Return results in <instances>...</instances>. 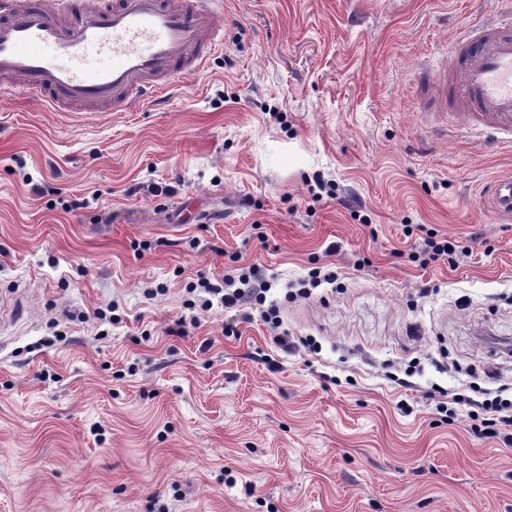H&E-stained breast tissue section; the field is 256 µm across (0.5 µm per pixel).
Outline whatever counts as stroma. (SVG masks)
<instances>
[{
  "label": "stroma",
  "mask_w": 512,
  "mask_h": 512,
  "mask_svg": "<svg viewBox=\"0 0 512 512\" xmlns=\"http://www.w3.org/2000/svg\"><path fill=\"white\" fill-rule=\"evenodd\" d=\"M500 5L224 0L140 112L0 78V512H512V140L429 82ZM490 196L496 210L512 213V179L496 181ZM253 278L254 280L250 288L246 289L247 291L245 289L235 288L232 291L226 292V289H224V294L221 299L224 301L225 308L234 307L245 294L253 297L259 304L264 301L265 293L269 290L268 285L256 273H253Z\"/></svg>",
  "instance_id": "1"
}]
</instances>
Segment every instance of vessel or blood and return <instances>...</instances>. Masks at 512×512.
<instances>
[{"label": "vessel or blood", "mask_w": 512, "mask_h": 512, "mask_svg": "<svg viewBox=\"0 0 512 512\" xmlns=\"http://www.w3.org/2000/svg\"><path fill=\"white\" fill-rule=\"evenodd\" d=\"M217 0H0V76L57 112L132 111L201 70L224 45ZM432 82L467 125L512 135V7L457 38ZM512 213V179L496 181Z\"/></svg>", "instance_id": "obj_1"}]
</instances>
